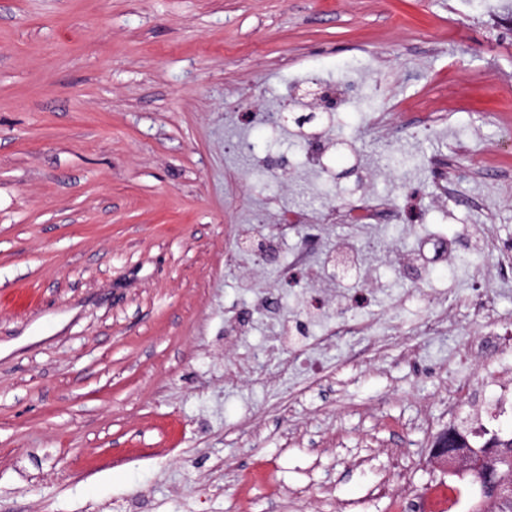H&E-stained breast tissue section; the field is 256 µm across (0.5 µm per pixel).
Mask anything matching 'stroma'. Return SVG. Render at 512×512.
Returning a JSON list of instances; mask_svg holds the SVG:
<instances>
[{"label":"stroma","mask_w":512,"mask_h":512,"mask_svg":"<svg viewBox=\"0 0 512 512\" xmlns=\"http://www.w3.org/2000/svg\"><path fill=\"white\" fill-rule=\"evenodd\" d=\"M311 68L378 91L337 116L348 146L322 179L267 118L242 120ZM435 109L432 138L378 129ZM510 130L504 0H0V512H421L452 480L426 451L471 421L463 390L500 391L470 347L512 318V280L470 253L434 268L448 295L424 306L402 259L436 228L512 248ZM392 152L408 170L367 188L417 199L420 224H304L274 256L237 252L284 210L347 204L354 169ZM346 239L378 282L375 347L296 356L256 297L276 290L290 317L306 286L332 296L326 253ZM442 314L441 335H415Z\"/></svg>","instance_id":"obj_1"}]
</instances>
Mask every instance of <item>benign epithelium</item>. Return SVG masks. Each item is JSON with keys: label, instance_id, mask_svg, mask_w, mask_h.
<instances>
[{"label": "benign epithelium", "instance_id": "1", "mask_svg": "<svg viewBox=\"0 0 512 512\" xmlns=\"http://www.w3.org/2000/svg\"><path fill=\"white\" fill-rule=\"evenodd\" d=\"M464 442L466 436L459 427H448L434 439L428 462L442 464L451 472L473 476V481L481 491L494 499L511 498L512 484L505 482L500 474V464L504 457L498 455L493 448L486 449L485 454L478 457L463 447Z\"/></svg>", "mask_w": 512, "mask_h": 512}]
</instances>
